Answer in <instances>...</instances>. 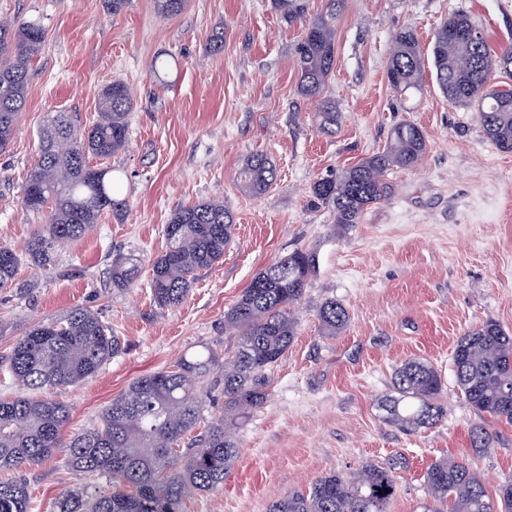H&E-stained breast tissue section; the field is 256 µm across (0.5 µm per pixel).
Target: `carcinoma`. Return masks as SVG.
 Listing matches in <instances>:
<instances>
[{"label":"carcinoma","instance_id":"carcinoma-1","mask_svg":"<svg viewBox=\"0 0 512 512\" xmlns=\"http://www.w3.org/2000/svg\"><path fill=\"white\" fill-rule=\"evenodd\" d=\"M282 19L303 25L295 47L299 92L318 103L320 129L336 126V104L323 96L336 68V30L322 17L306 20L305 0H273ZM475 25L457 14L435 32L432 64L442 93L453 104L474 106L484 135L500 150L512 151V87L490 85L499 61L485 37L468 38ZM44 41L35 19L20 24L0 21V153L10 142L25 108L31 61ZM423 55L415 33L395 35L386 78L404 95L421 91ZM133 107L128 86L116 80L99 95V120L81 128L66 112H54L39 132V159L22 187L28 213H47V220L26 244L24 254L0 245V288H15L22 261L45 275L55 273L56 252L82 238L104 211L124 206L116 197L122 177L110 167L91 165L124 149ZM426 149L423 131L411 123L395 126L385 149L357 164L313 183L312 204L327 207L345 231L390 191L385 175L394 168H412ZM276 178V168L264 154L247 158L241 185L264 193ZM234 218L219 200L179 207L165 226L166 248L152 261L148 282L161 308L183 303L199 272L224 257L233 237ZM318 259L311 250L297 249L259 271L237 304L224 316L237 343L230 353L209 344L160 371L142 374L114 397L98 422L68 440L62 430L70 409L51 398L53 391L95 375L119 354L121 343L99 313L75 307L58 319L30 326L8 359L19 394L0 399V470H17L57 453L71 470L106 478L107 492L79 490L61 494L54 512H182L191 494L224 488V475L238 457L232 430L268 400V371L288 352L296 335L292 308L301 301ZM141 258L134 251L118 253L109 275L112 288L127 290L137 281ZM320 322L334 336L349 321L347 310L334 300L319 307ZM455 383L480 416L512 423V334L487 321L460 336L452 354ZM219 375L224 384V415L210 421L190 447L176 446L202 419L208 401L206 382ZM441 372L419 359L402 363L394 372L391 394L379 402L385 420L412 429L436 424L445 415L439 399ZM471 448L486 454L493 437L482 425L471 431ZM427 512H512V483L499 486V506L487 499L481 475L463 460L432 463L425 474ZM396 492L392 467L363 462L353 471L319 476L306 490L290 491L272 501L269 512H387ZM24 480L0 481V512H30Z\"/></svg>","mask_w":512,"mask_h":512}]
</instances>
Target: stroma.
<instances>
[{"mask_svg":"<svg viewBox=\"0 0 512 512\" xmlns=\"http://www.w3.org/2000/svg\"><path fill=\"white\" fill-rule=\"evenodd\" d=\"M457 13L481 29L496 56L512 51V0H341L335 10L330 0H307V19L329 15L336 28V68L325 95L340 120L325 132L316 102L298 91L293 51L302 27L286 24L272 0H187L172 17L155 0H130L116 14L106 0H0V18H37L45 31L26 107L0 154V244L23 250L44 222L23 210L21 189L48 113L92 126L99 91L116 79L133 98L128 143L107 161L123 179L124 211L104 212L91 232L61 250L53 278L24 265L18 279L28 291L0 289V362L42 318L75 307L98 311L121 353L55 393L71 410L66 433L82 430L137 376L202 344L233 348L224 316L254 275L294 249H310L318 269L295 307V340L270 371V397L236 430L240 453L223 490L185 499L182 512H267L288 491L363 461L395 464L389 512H424L425 472L446 458L469 462L495 497L512 481V424L479 416L462 399L451 357L459 336L484 322L512 332V153L486 138L474 109L448 102L432 65L411 98L386 79L399 31L414 30L427 54L436 29ZM219 31L224 47L216 51L211 41ZM158 57L169 67L156 74ZM400 123L424 132L422 160L390 171L389 197L337 233L332 212L310 204L313 183L381 151ZM255 153L277 172L260 196L238 179ZM205 199L223 200L232 212L234 241L182 305L156 306L143 279L112 290L113 255L134 249L151 265L165 248L172 212ZM328 299L349 313L333 336L318 317ZM410 359L440 370L446 414L403 431L385 423L378 404L391 392L395 369ZM477 423L494 439L485 455L471 449ZM22 476L31 512H53L66 491L105 486L59 457Z\"/></svg>","mask_w":512,"mask_h":512,"instance_id":"obj_1","label":"stroma"}]
</instances>
